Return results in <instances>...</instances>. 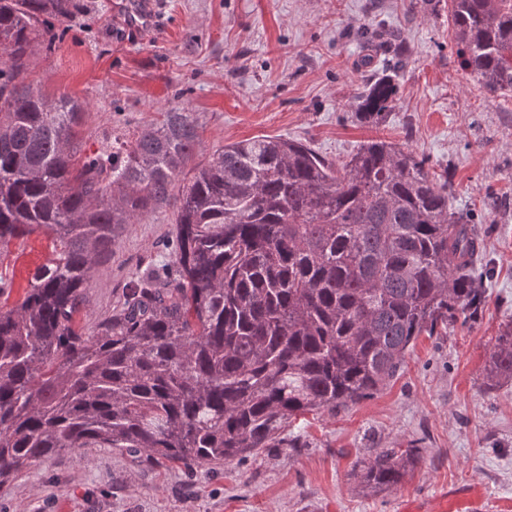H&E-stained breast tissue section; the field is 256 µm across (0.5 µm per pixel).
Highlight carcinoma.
<instances>
[{"label":"carcinoma","mask_w":512,"mask_h":512,"mask_svg":"<svg viewBox=\"0 0 512 512\" xmlns=\"http://www.w3.org/2000/svg\"><path fill=\"white\" fill-rule=\"evenodd\" d=\"M76 0H0V248L50 232L55 257L23 300L0 306V483L62 450L119 448L187 470L286 448L298 417L385 388L421 336L478 317L490 272L448 173L375 139L348 160L257 136L203 165L199 124L172 108L156 126L81 153L83 104L48 103L26 82L36 43ZM460 65L492 94L512 92V0H448ZM384 73L355 97L379 124L397 94ZM168 205L176 276L141 283L91 334L77 327L94 266L124 224ZM512 381V322L485 387ZM418 452L374 449L373 494Z\"/></svg>","instance_id":"obj_1"}]
</instances>
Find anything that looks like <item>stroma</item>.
<instances>
[{
  "label": "stroma",
  "instance_id": "1",
  "mask_svg": "<svg viewBox=\"0 0 512 512\" xmlns=\"http://www.w3.org/2000/svg\"><path fill=\"white\" fill-rule=\"evenodd\" d=\"M77 2L59 46L37 49L27 77L48 101L84 103V150L174 107L201 127L197 164L262 135L337 162L371 139L404 143L447 171L492 276L475 321L419 337L373 396L298 418L291 447L190 472L115 448L64 450L1 484L0 512H512V381L483 388L490 347L512 320V96L486 93L461 68L446 0H154L144 28L129 21L133 0ZM365 28L394 32L405 49L394 106L377 125L357 119L354 96L391 53L363 41ZM174 240L166 206L123 225L92 270L78 326L93 332L133 280L172 276ZM53 256L45 233L0 248L7 305ZM374 448L420 451L378 496L356 478Z\"/></svg>",
  "mask_w": 512,
  "mask_h": 512
}]
</instances>
